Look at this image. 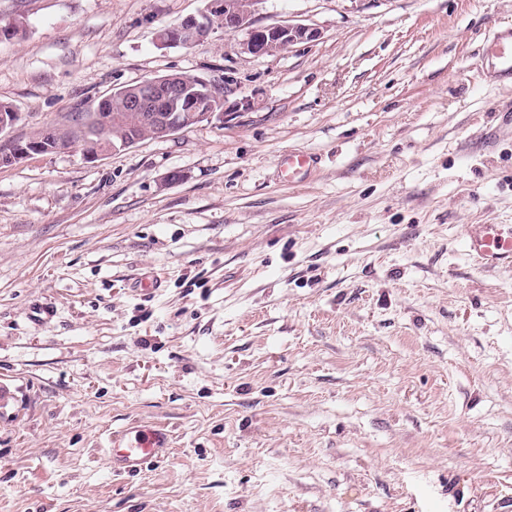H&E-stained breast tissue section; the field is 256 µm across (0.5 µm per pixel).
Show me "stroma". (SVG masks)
Wrapping results in <instances>:
<instances>
[{"instance_id": "1", "label": "stroma", "mask_w": 512, "mask_h": 512, "mask_svg": "<svg viewBox=\"0 0 512 512\" xmlns=\"http://www.w3.org/2000/svg\"><path fill=\"white\" fill-rule=\"evenodd\" d=\"M204 6L0 0V149L146 77L251 101L0 166V512H512V268L463 244L512 225V138L478 136L512 0H263L316 40L158 45ZM147 423L167 457L113 473L109 434ZM288 164V173L292 176V182L304 181L310 173L314 160L311 155L303 152H290L285 158Z\"/></svg>"}]
</instances>
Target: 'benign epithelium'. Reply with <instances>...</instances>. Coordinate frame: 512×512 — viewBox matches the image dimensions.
Here are the masks:
<instances>
[{
    "mask_svg": "<svg viewBox=\"0 0 512 512\" xmlns=\"http://www.w3.org/2000/svg\"><path fill=\"white\" fill-rule=\"evenodd\" d=\"M262 0H207L200 16L158 31L162 45H188L200 41L212 32L239 35L241 52L253 57L273 56L304 41L316 39L318 31L302 24L274 22L260 25L255 12ZM245 99L224 107L221 112L199 110V104L183 97L181 86L172 76L145 78L122 89L120 111L112 115V130L120 140L112 144L118 150L130 147L144 138L163 139L192 128L204 121L220 124L233 115L232 108L247 107ZM18 141L0 151V166L11 165L31 155L22 152Z\"/></svg>",
    "mask_w": 512,
    "mask_h": 512,
    "instance_id": "benign-epithelium-1",
    "label": "benign epithelium"
}]
</instances>
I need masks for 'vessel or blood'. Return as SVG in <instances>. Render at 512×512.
Listing matches in <instances>:
<instances>
[{
	"label": "vessel or blood",
	"mask_w": 512,
	"mask_h": 512,
	"mask_svg": "<svg viewBox=\"0 0 512 512\" xmlns=\"http://www.w3.org/2000/svg\"><path fill=\"white\" fill-rule=\"evenodd\" d=\"M483 62L496 77L512 78V24L493 33L483 51ZM286 162L293 181L305 180L313 158L303 152L289 153ZM468 256L488 268L512 267V226L473 224L465 233ZM172 446L169 430L159 425H138L112 438L109 464L116 472H133L148 461L165 458Z\"/></svg>",
	"instance_id": "obj_1"
}]
</instances>
